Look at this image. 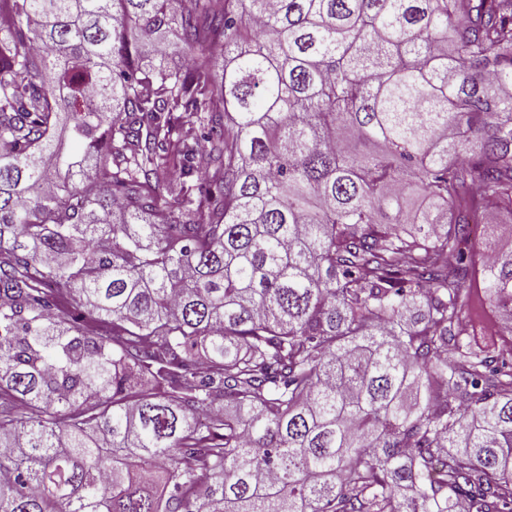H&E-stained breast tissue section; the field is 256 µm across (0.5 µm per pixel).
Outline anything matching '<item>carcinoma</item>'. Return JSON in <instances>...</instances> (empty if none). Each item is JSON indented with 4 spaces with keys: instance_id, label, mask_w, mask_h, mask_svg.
<instances>
[{
    "instance_id": "cac0c4a2",
    "label": "carcinoma",
    "mask_w": 512,
    "mask_h": 512,
    "mask_svg": "<svg viewBox=\"0 0 512 512\" xmlns=\"http://www.w3.org/2000/svg\"><path fill=\"white\" fill-rule=\"evenodd\" d=\"M1 15L0 512H512V0ZM465 323L469 330V334L478 333L490 335V329H494L496 333L491 337L493 338L500 355L501 350L506 352L505 349L509 345L512 346V332L510 331L512 322L507 321L505 317L498 313V311L496 313L493 307L484 298H475V310H473L471 316L466 318ZM501 356L512 361V353Z\"/></svg>"
}]
</instances>
